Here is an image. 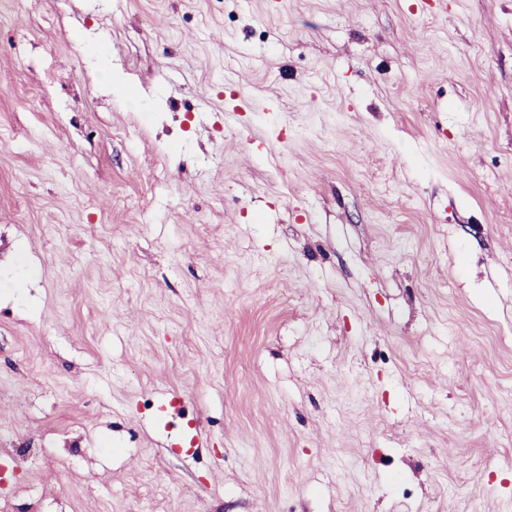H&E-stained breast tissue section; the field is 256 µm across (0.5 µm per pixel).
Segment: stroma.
Wrapping results in <instances>:
<instances>
[{
	"instance_id": "1",
	"label": "stroma",
	"mask_w": 512,
	"mask_h": 512,
	"mask_svg": "<svg viewBox=\"0 0 512 512\" xmlns=\"http://www.w3.org/2000/svg\"><path fill=\"white\" fill-rule=\"evenodd\" d=\"M0 512H512V0L0 11Z\"/></svg>"
}]
</instances>
